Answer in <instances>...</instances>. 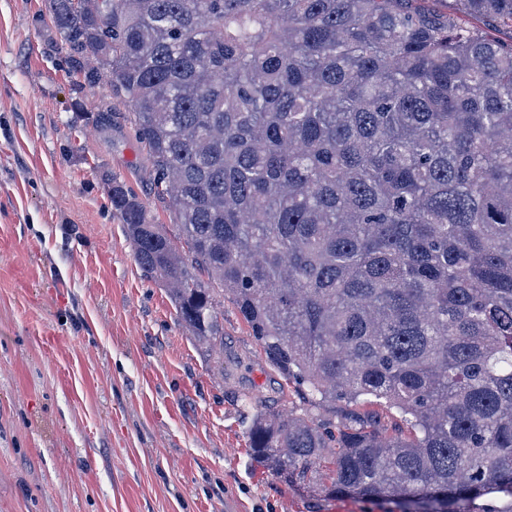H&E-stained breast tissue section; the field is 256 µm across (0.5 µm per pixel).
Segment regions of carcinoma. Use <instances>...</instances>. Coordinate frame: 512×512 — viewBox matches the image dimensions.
<instances>
[{"instance_id":"obj_1","label":"carcinoma","mask_w":512,"mask_h":512,"mask_svg":"<svg viewBox=\"0 0 512 512\" xmlns=\"http://www.w3.org/2000/svg\"><path fill=\"white\" fill-rule=\"evenodd\" d=\"M130 107L177 250L108 194L193 339L229 300L320 417L259 414L252 461L402 512H512V0H49ZM485 23L481 28L466 22ZM369 406L398 411L390 434Z\"/></svg>"}]
</instances>
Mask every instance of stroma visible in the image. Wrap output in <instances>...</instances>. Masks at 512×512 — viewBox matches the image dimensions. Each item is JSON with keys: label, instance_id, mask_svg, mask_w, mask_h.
Listing matches in <instances>:
<instances>
[{"label": "stroma", "instance_id": "stroma-1", "mask_svg": "<svg viewBox=\"0 0 512 512\" xmlns=\"http://www.w3.org/2000/svg\"><path fill=\"white\" fill-rule=\"evenodd\" d=\"M47 3L0 0V512H400L252 462L254 416L321 409L232 303L219 365L141 269L108 181L177 228L128 107L67 64Z\"/></svg>", "mask_w": 512, "mask_h": 512}]
</instances>
